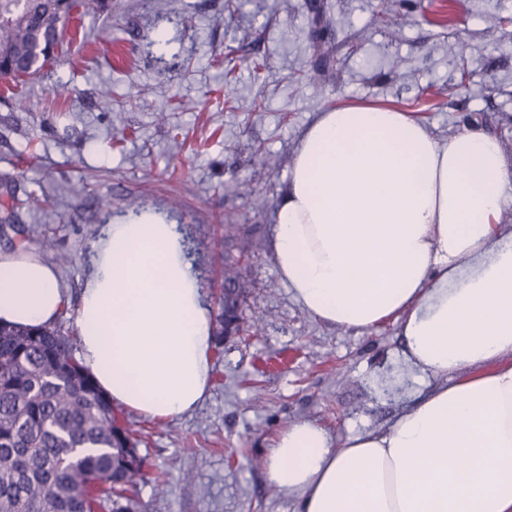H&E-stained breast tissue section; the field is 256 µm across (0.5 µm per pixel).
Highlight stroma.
I'll return each mask as SVG.
<instances>
[{
  "label": "stroma",
  "mask_w": 512,
  "mask_h": 512,
  "mask_svg": "<svg viewBox=\"0 0 512 512\" xmlns=\"http://www.w3.org/2000/svg\"><path fill=\"white\" fill-rule=\"evenodd\" d=\"M112 0L75 20L69 55L12 91L0 83V205L19 209L30 247L56 263L76 309L104 225L150 211L179 225L209 305L220 289L224 220L257 257L244 330L215 349L212 386L165 422L135 413L144 512H295L265 477L274 435L312 420L338 438L380 430L424 385L393 325L368 334L322 324L293 299L272 258L273 213L303 131L319 112L389 104L441 140L473 125L512 159V0ZM398 17L383 22L382 14ZM470 82L456 91L455 56ZM66 84L64 99L53 89ZM111 87V99L99 91ZM272 175L257 179L263 163ZM193 473L195 486L183 477Z\"/></svg>",
  "instance_id": "obj_1"
}]
</instances>
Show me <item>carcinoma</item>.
<instances>
[{
    "mask_svg": "<svg viewBox=\"0 0 512 512\" xmlns=\"http://www.w3.org/2000/svg\"><path fill=\"white\" fill-rule=\"evenodd\" d=\"M106 8V0H0V80L18 84L53 64L75 15ZM47 30L58 40L45 42ZM226 228L221 277L229 306L219 301L220 344L224 322L242 318L251 253L233 225ZM10 231L25 247V228L8 213L0 233ZM137 445L60 325L0 328V512H141L145 463Z\"/></svg>",
    "mask_w": 512,
    "mask_h": 512,
    "instance_id": "cac0c4a2",
    "label": "carcinoma"
}]
</instances>
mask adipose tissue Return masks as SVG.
<instances>
[{"instance_id": "1", "label": "adipose tissue", "mask_w": 512, "mask_h": 512, "mask_svg": "<svg viewBox=\"0 0 512 512\" xmlns=\"http://www.w3.org/2000/svg\"><path fill=\"white\" fill-rule=\"evenodd\" d=\"M512 164L498 138L437 139L402 110L330 107L305 129L274 209L273 261L317 321L394 322L429 389L385 429L288 423L265 460L299 512H512ZM77 304L78 360L118 408L152 421L208 395L211 310L177 225H105ZM56 268L0 252V324L53 323Z\"/></svg>"}]
</instances>
